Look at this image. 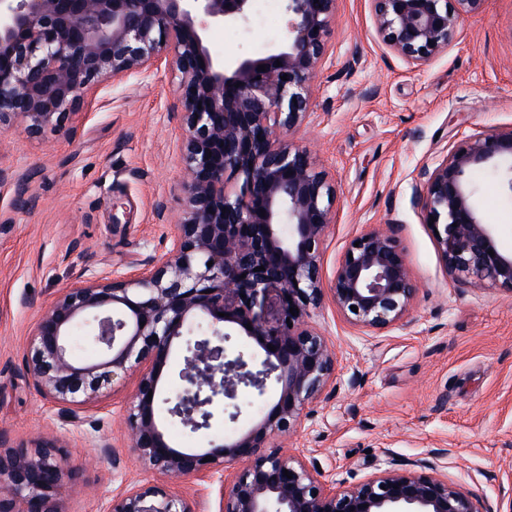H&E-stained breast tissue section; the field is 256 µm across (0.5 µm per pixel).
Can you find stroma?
Segmentation results:
<instances>
[{
  "instance_id": "1",
  "label": "stroma",
  "mask_w": 512,
  "mask_h": 512,
  "mask_svg": "<svg viewBox=\"0 0 512 512\" xmlns=\"http://www.w3.org/2000/svg\"><path fill=\"white\" fill-rule=\"evenodd\" d=\"M280 36L257 21L213 42L238 57L262 54ZM327 42L313 114L291 136L336 177L323 277L332 280L354 237L390 222L418 292L404 325L380 333L350 325L324 298L310 322L336 351V379L290 435L271 443L318 464L323 481L340 487L434 457L439 474L479 506L512 512V291L455 282L416 204L422 169L470 136L512 126V0H485L448 49L419 67L383 43L370 0H338ZM182 137L165 70L104 82L73 138L32 140L19 125L0 131V167L29 177L36 199L15 209L13 183H0V212L12 218L0 229V433L13 447L51 433L68 446L66 465L81 477L65 493V512H105L113 496L157 483L125 431L139 375L115 379L82 424L64 425L25 371L28 338L63 288L135 273L167 253L169 224L184 209ZM471 182L499 248L512 252V194L488 169ZM239 404L237 420L218 415L197 432L166 409L157 417L174 446H202L248 428L267 400L243 387ZM97 438L111 454L95 448ZM170 488L199 512H219V478Z\"/></svg>"
}]
</instances>
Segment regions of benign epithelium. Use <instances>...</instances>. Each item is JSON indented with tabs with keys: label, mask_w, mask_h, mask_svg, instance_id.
<instances>
[{
	"label": "benign epithelium",
	"mask_w": 512,
	"mask_h": 512,
	"mask_svg": "<svg viewBox=\"0 0 512 512\" xmlns=\"http://www.w3.org/2000/svg\"><path fill=\"white\" fill-rule=\"evenodd\" d=\"M254 2L0 0L1 131L21 122L31 138L48 129L71 137L73 121L103 82L122 84L163 68L178 78L184 127L186 208L171 225L168 255L134 277L110 274L63 289L41 310L26 373L59 407V419L75 424L80 409L115 379L140 370L125 417L130 448L145 469L164 477L220 475V512H482L470 493L437 473L433 460L336 488L316 468L269 446L336 377L335 351L307 321L323 296L321 259L336 223V178L287 136L309 116L337 0H280V39L260 57L227 61L212 39L226 27L250 28ZM372 2L385 44L422 65L448 49L460 19L479 12L484 0ZM478 167L497 173L512 193V127L471 136L423 169L417 205L435 218L430 228L456 282L512 291V254L498 247L470 181ZM14 183L16 206L32 205L26 181ZM329 290L354 326L381 331L401 324L416 285L392 229L353 238ZM200 319L206 337L186 342L183 385L163 399L158 384L171 349ZM229 324L264 357L227 353ZM79 325L90 328L98 351L85 363L68 350ZM241 385L261 397L272 385L277 399L231 437L177 448L156 420L161 401L194 431L209 427L218 405L233 407L234 420ZM66 454L54 436L16 449L0 435V512H65L64 494L76 477L64 467ZM106 512L196 510L162 484L114 497Z\"/></svg>",
	"instance_id": "obj_1"
}]
</instances>
